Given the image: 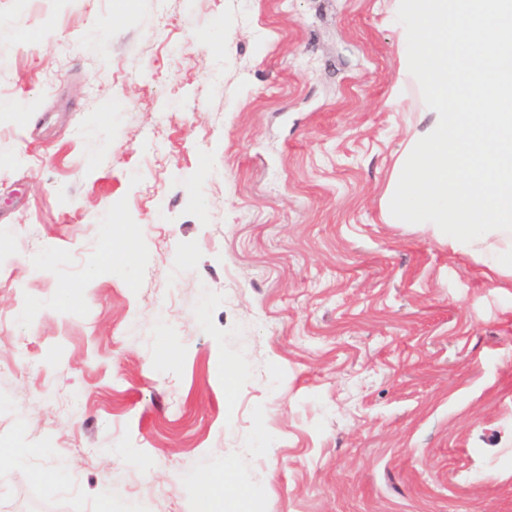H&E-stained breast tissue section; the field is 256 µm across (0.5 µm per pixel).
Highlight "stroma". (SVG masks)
Listing matches in <instances>:
<instances>
[{"label": "stroma", "instance_id": "35a3bbf8", "mask_svg": "<svg viewBox=\"0 0 512 512\" xmlns=\"http://www.w3.org/2000/svg\"><path fill=\"white\" fill-rule=\"evenodd\" d=\"M406 51L395 0H0V512H512V279L382 219Z\"/></svg>", "mask_w": 512, "mask_h": 512}]
</instances>
